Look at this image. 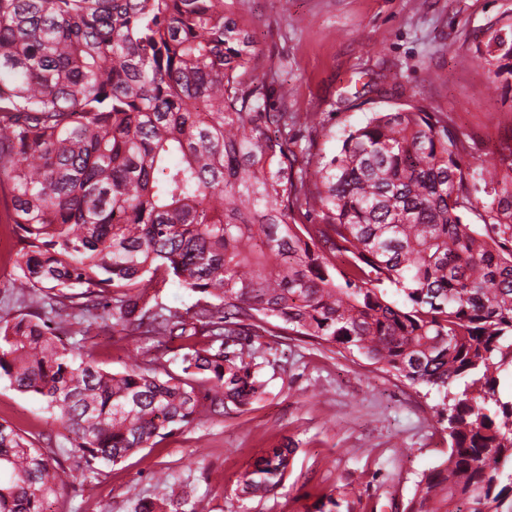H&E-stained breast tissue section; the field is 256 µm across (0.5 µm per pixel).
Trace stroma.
Listing matches in <instances>:
<instances>
[{"instance_id":"stroma-1","label":"stroma","mask_w":512,"mask_h":512,"mask_svg":"<svg viewBox=\"0 0 512 512\" xmlns=\"http://www.w3.org/2000/svg\"><path fill=\"white\" fill-rule=\"evenodd\" d=\"M247 26L264 71L287 83L297 147L317 161L374 113L424 106L448 117L472 162L495 161L512 142V85L468 58L496 21L512 22V0H226ZM12 239L0 232V317L25 312L10 286ZM102 367L142 362L139 342L91 325L69 336ZM260 397L242 413L194 422L116 466L78 468L50 512H133L138 500L189 497L205 512H311L328 493L354 512H396L448 450L441 398L337 348L293 336L266 337ZM0 418L32 432L40 446L64 442L42 403L0 379ZM289 444L294 465L277 494L236 495L239 476L266 448ZM165 470L167 486L154 474Z\"/></svg>"}]
</instances>
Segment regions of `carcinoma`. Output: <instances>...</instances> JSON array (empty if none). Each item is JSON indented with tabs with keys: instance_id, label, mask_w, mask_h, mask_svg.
I'll list each match as a JSON object with an SVG mask.
<instances>
[{
	"instance_id": "obj_1",
	"label": "carcinoma",
	"mask_w": 512,
	"mask_h": 512,
	"mask_svg": "<svg viewBox=\"0 0 512 512\" xmlns=\"http://www.w3.org/2000/svg\"><path fill=\"white\" fill-rule=\"evenodd\" d=\"M496 33L469 59L507 83L512 38ZM273 84L225 0H0V204L28 302L0 319V378L42 401L68 456L116 465L248 406L264 386L255 343L303 337L443 395L448 453L406 512H512V400L496 377L512 369V147L471 163L448 116L377 112L310 183ZM168 284L193 308L158 303ZM99 307L103 327L177 352L112 372L42 318ZM295 453L263 451L236 494L277 493ZM68 478L0 421V512H47ZM353 510L331 494L313 506Z\"/></svg>"
}]
</instances>
